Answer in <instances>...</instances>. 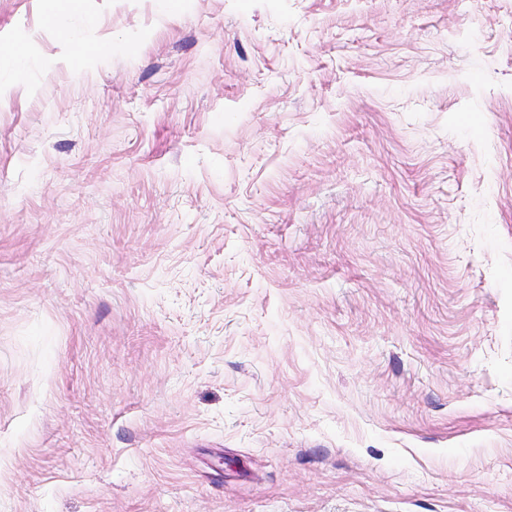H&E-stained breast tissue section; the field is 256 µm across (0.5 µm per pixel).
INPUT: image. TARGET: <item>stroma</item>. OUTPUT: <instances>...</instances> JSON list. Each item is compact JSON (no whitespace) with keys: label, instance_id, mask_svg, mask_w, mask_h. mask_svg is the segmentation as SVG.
<instances>
[{"label":"stroma","instance_id":"obj_1","mask_svg":"<svg viewBox=\"0 0 512 512\" xmlns=\"http://www.w3.org/2000/svg\"><path fill=\"white\" fill-rule=\"evenodd\" d=\"M45 2L0 512H512V0Z\"/></svg>","mask_w":512,"mask_h":512}]
</instances>
